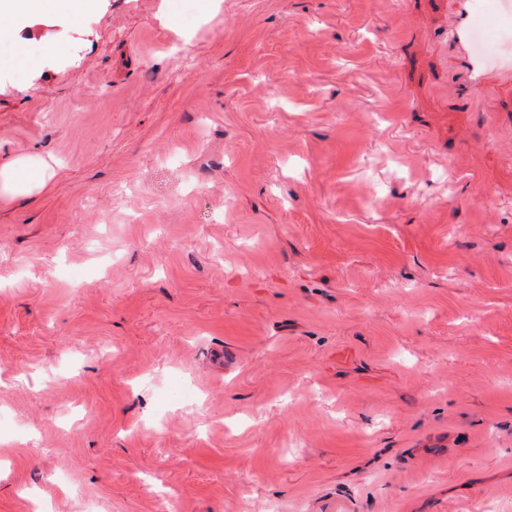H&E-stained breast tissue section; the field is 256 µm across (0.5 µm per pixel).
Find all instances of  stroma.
Here are the masks:
<instances>
[{
  "label": "stroma",
  "instance_id": "1",
  "mask_svg": "<svg viewBox=\"0 0 512 512\" xmlns=\"http://www.w3.org/2000/svg\"><path fill=\"white\" fill-rule=\"evenodd\" d=\"M451 0L0 20V512H512V84ZM459 1V8L448 14V30L456 39L464 53V62L471 83L479 86L485 83L495 70L491 63L472 51V34L479 23L489 30L498 29L512 21V3L508 0H497L491 3L483 17L473 15L470 0ZM24 169L33 173L26 181L18 179L19 170ZM50 177L48 167L34 160L17 161L10 167L0 168V190H10L13 193L29 191L34 187L43 186Z\"/></svg>",
  "mask_w": 512,
  "mask_h": 512
}]
</instances>
